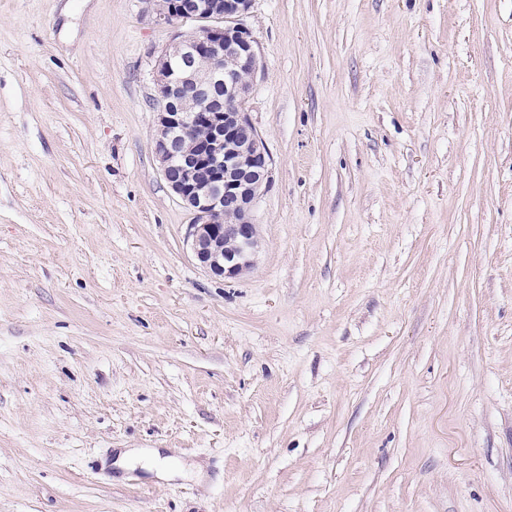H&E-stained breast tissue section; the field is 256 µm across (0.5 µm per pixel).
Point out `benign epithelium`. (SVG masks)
Returning <instances> with one entry per match:
<instances>
[{
	"label": "benign epithelium",
	"mask_w": 512,
	"mask_h": 512,
	"mask_svg": "<svg viewBox=\"0 0 512 512\" xmlns=\"http://www.w3.org/2000/svg\"><path fill=\"white\" fill-rule=\"evenodd\" d=\"M155 18L205 25L172 43L157 65L154 154L170 189L191 211L187 243L208 273L234 279L253 266L260 238L253 211L270 155L246 112L259 71L242 17L250 0H152ZM204 57L208 67L196 60Z\"/></svg>",
	"instance_id": "1"
}]
</instances>
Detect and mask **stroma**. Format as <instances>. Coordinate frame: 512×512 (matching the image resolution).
Wrapping results in <instances>:
<instances>
[{
    "label": "stroma",
    "instance_id": "1",
    "mask_svg": "<svg viewBox=\"0 0 512 512\" xmlns=\"http://www.w3.org/2000/svg\"><path fill=\"white\" fill-rule=\"evenodd\" d=\"M242 20L271 171L224 281L153 153L196 23L0 0V512H512V0Z\"/></svg>",
    "mask_w": 512,
    "mask_h": 512
}]
</instances>
